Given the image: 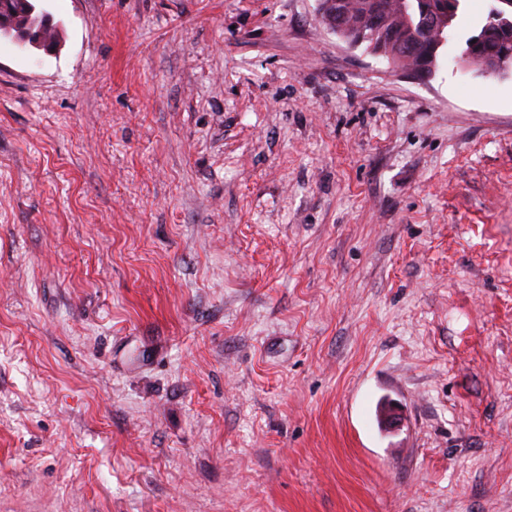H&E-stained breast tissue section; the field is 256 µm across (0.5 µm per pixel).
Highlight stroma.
Returning <instances> with one entry per match:
<instances>
[{
	"label": "stroma",
	"instance_id": "1",
	"mask_svg": "<svg viewBox=\"0 0 512 512\" xmlns=\"http://www.w3.org/2000/svg\"><path fill=\"white\" fill-rule=\"evenodd\" d=\"M489 6L418 82L320 0H39L0 512H512V76L455 62Z\"/></svg>",
	"mask_w": 512,
	"mask_h": 512
}]
</instances>
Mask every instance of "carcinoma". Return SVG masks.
<instances>
[{"label": "carcinoma", "mask_w": 512, "mask_h": 512, "mask_svg": "<svg viewBox=\"0 0 512 512\" xmlns=\"http://www.w3.org/2000/svg\"><path fill=\"white\" fill-rule=\"evenodd\" d=\"M9 2L10 10L3 12L5 26H11L16 16L29 17L45 28L47 37L58 39L48 16L29 13L31 0ZM342 7L339 12L332 0H321L325 23L343 29L345 40L385 58L398 70H421L430 76L454 37L464 5L462 0H342ZM498 9L491 5L478 31L465 39L458 55L461 63L478 71L485 62L504 61L512 67V16L501 17ZM441 16L448 21L444 32L428 24Z\"/></svg>", "instance_id": "cac0c4a2"}]
</instances>
